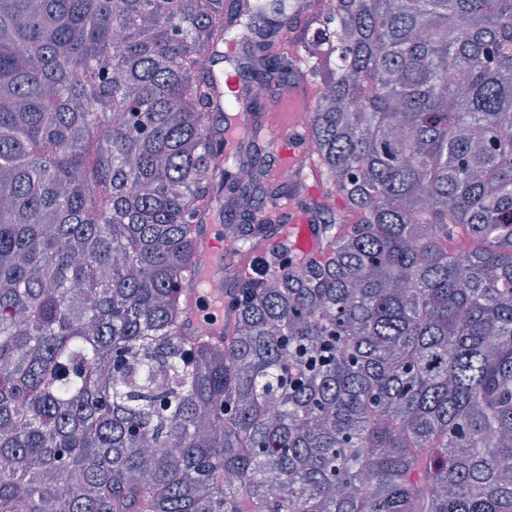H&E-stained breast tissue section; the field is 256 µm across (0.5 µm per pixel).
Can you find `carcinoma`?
<instances>
[{
  "label": "carcinoma",
  "mask_w": 512,
  "mask_h": 512,
  "mask_svg": "<svg viewBox=\"0 0 512 512\" xmlns=\"http://www.w3.org/2000/svg\"><path fill=\"white\" fill-rule=\"evenodd\" d=\"M250 30L348 218L217 340L204 225L296 192L226 161ZM0 512H512V0H0Z\"/></svg>",
  "instance_id": "carcinoma-1"
}]
</instances>
